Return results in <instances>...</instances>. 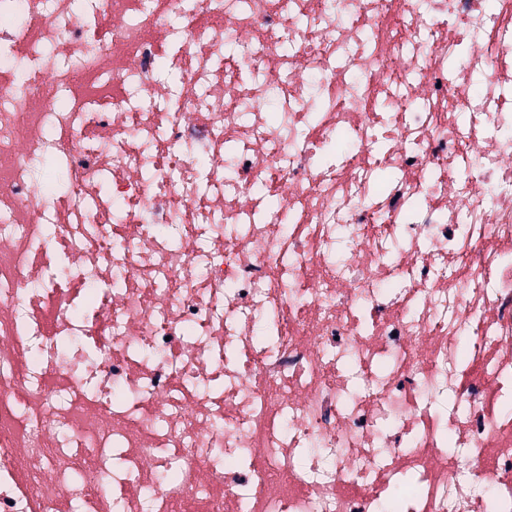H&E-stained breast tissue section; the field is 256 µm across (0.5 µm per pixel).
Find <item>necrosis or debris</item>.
Segmentation results:
<instances>
[{
	"label": "necrosis or debris",
	"mask_w": 512,
	"mask_h": 512,
	"mask_svg": "<svg viewBox=\"0 0 512 512\" xmlns=\"http://www.w3.org/2000/svg\"><path fill=\"white\" fill-rule=\"evenodd\" d=\"M407 474L512 512V0H0V512Z\"/></svg>",
	"instance_id": "1"
}]
</instances>
